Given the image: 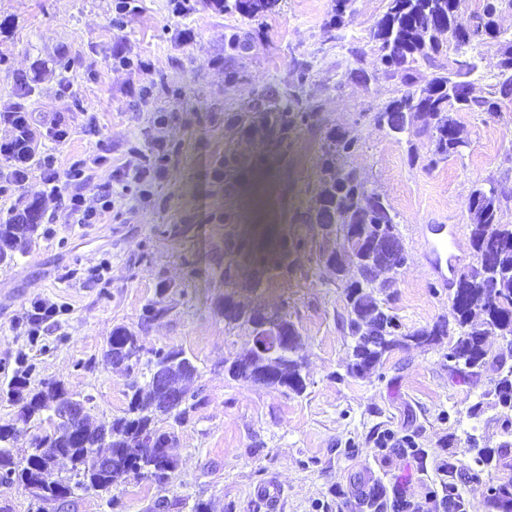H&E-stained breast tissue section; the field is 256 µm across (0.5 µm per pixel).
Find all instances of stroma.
<instances>
[{
  "label": "stroma",
  "instance_id": "stroma-1",
  "mask_svg": "<svg viewBox=\"0 0 512 512\" xmlns=\"http://www.w3.org/2000/svg\"><path fill=\"white\" fill-rule=\"evenodd\" d=\"M116 27L115 0H0V112L24 80L39 151L55 181L32 167L7 183L0 156V219L32 201L41 207L35 244L0 266V384L27 374L31 385L58 381L89 397L100 420L122 415L131 381H146L155 350H184L195 366L198 403L174 433L178 471L162 485L148 476L113 488V501L76 492L68 512H370L373 484L387 488L383 512H491L490 488L512 477V448L475 464L468 437L482 448L502 440L501 407L485 392L492 370L462 378L449 369L447 344L398 348L372 374L347 371L351 339L343 287L321 263L338 248L303 221L333 130L357 141L347 166L397 215L406 263L387 305L403 330L449 317L450 284L437 279L414 238L424 224H451L463 265L473 263V189L492 179L500 221L512 224V103L502 111L458 112L465 146L435 160L426 135L393 137L373 115L400 96L383 72L371 31L387 0H349L340 28L330 27L333 0H280L275 13L247 18L189 0H136ZM500 37L468 50L466 79L477 97L496 83L494 63L512 39V9L497 18ZM238 35L247 51L229 52ZM68 58L61 74L59 58ZM371 73L368 83L356 70ZM293 111L287 150L258 121L260 95ZM317 105L310 117L294 99ZM68 137L55 141L51 128ZM163 140L165 162L152 178H134L142 156ZM224 162L223 179L211 167ZM83 166L81 187L94 197L112 186V208L97 223L67 212L69 173ZM263 268L254 286L255 268ZM282 307L302 336V394L230 379L224 362L252 343L226 325V294ZM43 302L56 316L31 327L26 315ZM142 348L133 369L111 366L106 344L116 327ZM482 403L479 416L468 409ZM407 437L391 448L388 436ZM500 448V447H499Z\"/></svg>",
  "mask_w": 512,
  "mask_h": 512
}]
</instances>
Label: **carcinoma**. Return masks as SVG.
<instances>
[{
  "instance_id": "carcinoma-1",
  "label": "carcinoma",
  "mask_w": 512,
  "mask_h": 512,
  "mask_svg": "<svg viewBox=\"0 0 512 512\" xmlns=\"http://www.w3.org/2000/svg\"><path fill=\"white\" fill-rule=\"evenodd\" d=\"M226 11H236L248 18L276 12L279 0H215ZM512 9V0H486L480 13L466 11V0H388L387 10L377 22L372 40L375 43L384 73L400 77L406 90L400 97L389 101L374 116L375 123L389 130L393 135L402 134L405 129L394 125L398 112L408 113V119L416 115H426L429 124L424 129L435 143V155L445 160L458 153L453 134L456 122L453 112H499L502 103L512 98V42L501 53L497 63L499 96L475 99L469 96V82L461 79L465 72L472 71L475 64L457 68L448 73L437 64L436 56L443 47L441 36L448 35L447 44L455 49L463 47L464 40L479 26L494 30V15L497 5ZM424 62L436 72L424 76L418 68ZM35 92L33 86L23 82L16 93L17 101L10 110L1 112L3 119L13 126L16 135L7 145L0 147V153L8 161H21L25 164L35 160L39 153L36 132L31 128L29 112L25 102ZM261 121L276 135L277 144L288 147L292 133L293 119L288 110L275 99L263 96L257 103ZM355 146V140L345 132H330L321 145L322 164L317 178V192L313 212L307 223L317 227L325 236L342 239L356 235L369 244L379 238L398 234L397 215L380 194L369 191L353 170L346 168L344 158ZM373 202L371 218L363 220L359 212L361 201ZM467 208L472 216L471 243L474 258L489 252L493 256L495 269V293L482 292L468 284L453 288L449 297L453 318L458 327L457 337L448 342V361L459 375L473 376L480 373L489 363L488 351L480 348L482 337L490 333L512 336V224L500 223V200L494 195V188L480 185L469 196ZM24 212L30 221L22 222L13 215L0 222V256L13 262L16 255L25 250L38 237L41 219L38 203L27 205ZM325 267L336 275V280L344 284V300L349 310L348 333L353 340V363L348 366L352 376L361 375L362 368L381 359L395 348H410L411 344L430 345L441 342L438 324L413 331L401 330L398 319L386 312L384 299L380 295L389 292L394 284L365 285L363 267H343L330 259ZM224 321L230 325L242 326L251 333L253 321L248 308L241 303L223 305ZM136 339L135 334L118 327L112 332L107 346L119 348ZM250 361L255 368L263 367L264 356L249 348L238 357L224 362L229 377L242 376L241 363ZM154 367L169 369L188 367L195 371L192 361L185 352L177 348L158 350L155 353ZM497 373L493 393L499 402L512 409V367L502 362L493 364ZM288 377L293 382L288 389L296 394L305 391L297 359L288 358ZM67 388L61 382L44 383L39 388L30 387L26 376L16 375L0 388L8 401L20 404L15 422L29 425L44 421V410L51 407ZM187 409L168 404L163 397L150 388H131L129 402L123 415L103 419L99 425L107 429L104 448L118 454L123 448L136 444L141 432L148 430L155 435L156 443L142 451L144 463L158 459V450L171 441V436L158 428L161 417H173L176 421L185 419ZM14 433V425H0V483H20L30 496L41 503L59 502L61 488L66 495L76 491L108 493L114 485L125 481L128 474L136 475L140 466L118 455L110 472H88L84 468L93 449L84 448L67 437L61 428L46 430L36 437L34 450L44 449L48 453L54 448H69L72 451L71 474L67 477L55 476L48 480L33 470L34 457L25 464L13 461L8 448ZM490 506L495 512H512V479L508 478L491 487Z\"/></svg>"
}]
</instances>
